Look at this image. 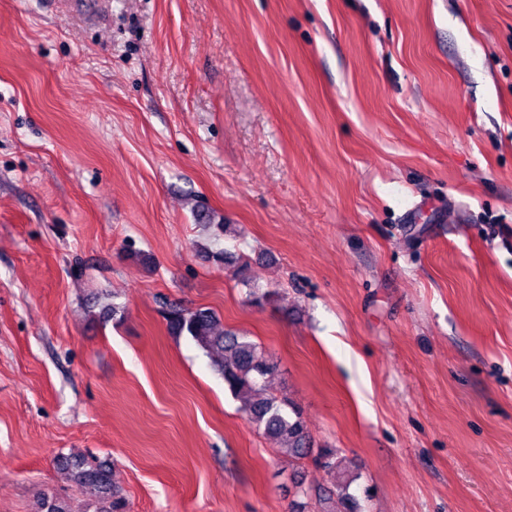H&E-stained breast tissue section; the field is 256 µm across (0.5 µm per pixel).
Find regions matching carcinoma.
Segmentation results:
<instances>
[{"label": "carcinoma", "instance_id": "obj_1", "mask_svg": "<svg viewBox=\"0 0 512 512\" xmlns=\"http://www.w3.org/2000/svg\"><path fill=\"white\" fill-rule=\"evenodd\" d=\"M162 315L169 333L188 336L206 353L217 352L216 367L230 392L241 400V410L249 422L290 457L302 458L311 453V438L301 413L286 397L268 392L266 379L278 367L277 361L249 337L226 331L208 307L186 308L177 303H163ZM322 468L337 473L336 504L341 512H360L355 497L349 493L353 477L336 461V449L322 448L315 457ZM61 469L77 486L90 487L97 501L75 510L72 498L46 494L41 498V512H126L127 502L112 478L106 461L67 458Z\"/></svg>", "mask_w": 512, "mask_h": 512}]
</instances>
